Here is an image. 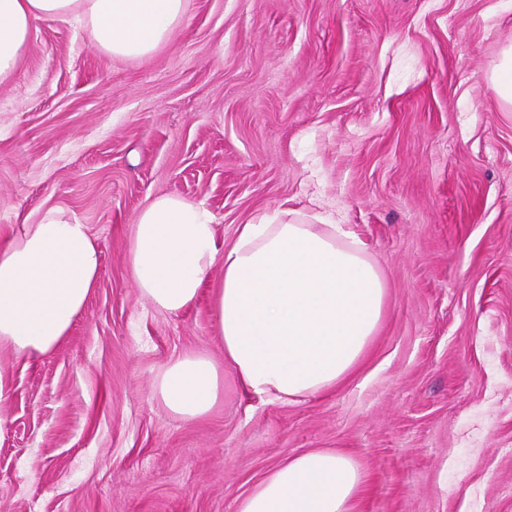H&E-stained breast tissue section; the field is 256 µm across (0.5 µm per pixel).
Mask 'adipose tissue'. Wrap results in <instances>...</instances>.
Instances as JSON below:
<instances>
[{"label": "adipose tissue", "instance_id": "ef3b65f1", "mask_svg": "<svg viewBox=\"0 0 512 512\" xmlns=\"http://www.w3.org/2000/svg\"><path fill=\"white\" fill-rule=\"evenodd\" d=\"M185 0H0V84L16 74L42 20H72L112 58L151 56L184 15ZM224 279L212 312L224 358L243 387L283 402L330 390L361 361L383 316L386 283L364 244L341 224L325 227L281 212L240 225L219 250L215 217L201 204L160 195L138 212L128 255L139 293L177 314L197 300L216 261ZM101 251L87 225L59 209L0 239V352L35 359L71 332L96 288ZM222 374L205 355L178 358L156 391L178 418L205 416ZM357 465L329 450L275 466L237 512H349Z\"/></svg>", "mask_w": 512, "mask_h": 512}]
</instances>
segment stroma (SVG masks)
I'll list each match as a JSON object with an SVG mask.
<instances>
[{
	"label": "stroma",
	"mask_w": 512,
	"mask_h": 512,
	"mask_svg": "<svg viewBox=\"0 0 512 512\" xmlns=\"http://www.w3.org/2000/svg\"><path fill=\"white\" fill-rule=\"evenodd\" d=\"M512 0H186L145 59L37 23L0 85V235L48 209L88 225L98 284L55 352L0 353V512H237L282 461L330 449L351 512H512V107L489 86ZM215 216L219 249L281 209L346 225L386 283L364 357L292 402L225 365L203 419L155 391L223 362L211 299L153 308L127 259L148 201Z\"/></svg>",
	"instance_id": "obj_1"
}]
</instances>
